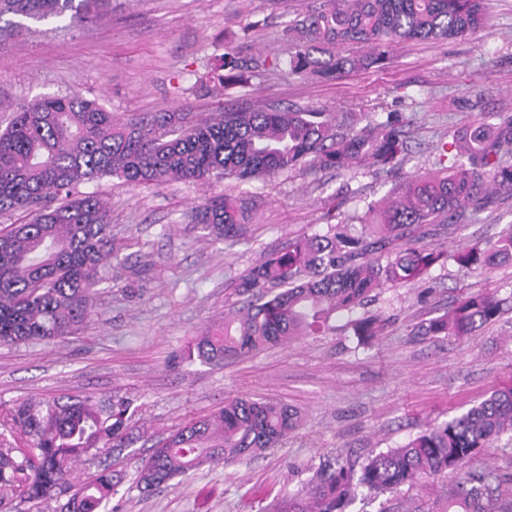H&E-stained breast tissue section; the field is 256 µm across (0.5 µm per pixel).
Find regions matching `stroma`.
I'll use <instances>...</instances> for the list:
<instances>
[{
    "label": "stroma",
    "mask_w": 512,
    "mask_h": 512,
    "mask_svg": "<svg viewBox=\"0 0 512 512\" xmlns=\"http://www.w3.org/2000/svg\"><path fill=\"white\" fill-rule=\"evenodd\" d=\"M318 0H108L92 23L31 24L0 43V129L11 108L44 95L80 92L117 114L292 108L400 112L409 152L397 173L319 170L243 182L215 192L246 198L240 235L216 238L189 213L206 187L173 182L134 187L116 178L89 183L110 205L123 244L120 279L99 285V314L79 335L50 343L0 345V419L16 402L92 394L127 395L138 412L136 439L80 464V481L104 469L120 482L111 512H266L277 497L308 490L336 454L353 463L404 444L512 379V309L472 335L429 338L416 327L458 297L494 290L512 296V265L491 270L434 265L423 278L379 290L368 313L388 328L364 342L346 319L332 331L213 366L191 357L192 341L238 300L240 275L289 241L325 229L329 201L342 219L363 215L418 171L435 170L439 140L485 115H512V0H490L489 34L409 42L382 70H354L325 82L261 71L247 85L205 94L198 79L215 56L287 60L283 28ZM512 224L501 194L464 224L426 226V243L448 253L495 241ZM234 397H261L301 412L304 422L278 447L228 464L204 465L142 492L132 474L152 445ZM450 472L427 488L376 497L359 491L351 512H416L447 497Z\"/></svg>",
    "instance_id": "35a3bbf8"
}]
</instances>
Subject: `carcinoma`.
<instances>
[{
  "label": "carcinoma",
  "mask_w": 512,
  "mask_h": 512,
  "mask_svg": "<svg viewBox=\"0 0 512 512\" xmlns=\"http://www.w3.org/2000/svg\"><path fill=\"white\" fill-rule=\"evenodd\" d=\"M95 0H0V39L35 23L70 14L89 18ZM490 28L486 0H321L284 30L288 73L334 80L354 69H382L409 41L468 39ZM360 44L368 53L341 54ZM279 59L218 57L222 82H244ZM403 120L396 112L359 127L346 114L294 109L153 112L120 117L78 92L22 104L0 130V217L26 214L0 228V344L56 341L77 334L96 315L97 286L125 265L112 238L108 203L83 187L105 177L134 186L172 181L210 186L285 174L303 164L320 169L393 171L403 161ZM439 168L402 183L370 205L361 224H329L288 242L243 274L240 307L195 340L197 357L221 365L228 357L325 333L338 317L356 335L381 334L383 320L357 315L370 294L425 275L448 254L420 243L430 224H462L512 194V116L482 120L441 139ZM246 200L210 196L191 223L227 237L241 231ZM463 267L512 264V225L491 244L457 253ZM506 300L469 293L443 315L417 326L418 336H469L499 316ZM133 401L95 397L21 401L0 424V502L42 501L74 486L76 466L103 448L132 444ZM302 425L300 412L263 399L235 398L194 419L151 448L135 487L150 490L205 463L231 462L278 446ZM512 434V380L451 419L429 425L406 443L367 458L357 472L337 456L306 492L276 501L271 512H346L359 489L384 494L402 485L426 486L460 472L448 498L427 512H512V489L501 476L470 466L492 441ZM112 473L82 483L64 512H104L114 494Z\"/></svg>",
  "instance_id": "1"
}]
</instances>
